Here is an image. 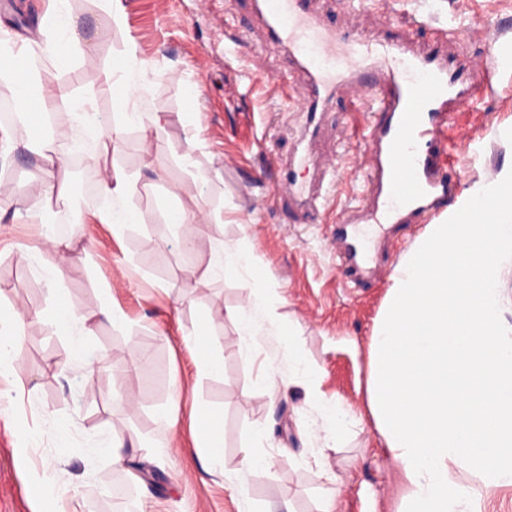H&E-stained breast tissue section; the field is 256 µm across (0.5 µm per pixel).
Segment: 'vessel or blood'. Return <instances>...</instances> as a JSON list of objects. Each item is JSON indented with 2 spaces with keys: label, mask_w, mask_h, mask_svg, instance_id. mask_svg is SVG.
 Returning <instances> with one entry per match:
<instances>
[{
  "label": "vessel or blood",
  "mask_w": 512,
  "mask_h": 512,
  "mask_svg": "<svg viewBox=\"0 0 512 512\" xmlns=\"http://www.w3.org/2000/svg\"><path fill=\"white\" fill-rule=\"evenodd\" d=\"M270 42L287 49L294 76L280 82L286 100L308 102L304 149L277 162L274 197L301 210L317 209L334 161L318 162L324 135L318 108L347 92L352 136L367 152L365 197L347 207L337 230L348 285H358L369 263L361 237L367 226L405 224L439 216L459 192L447 178L448 131L461 102L482 90L441 50L454 28L438 30L426 47L408 40L389 43L330 26L308 0H254Z\"/></svg>",
  "instance_id": "b4317fda"
}]
</instances>
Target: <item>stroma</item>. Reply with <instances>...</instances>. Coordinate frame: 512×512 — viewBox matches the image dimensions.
I'll use <instances>...</instances> for the list:
<instances>
[{
	"label": "stroma",
	"mask_w": 512,
	"mask_h": 512,
	"mask_svg": "<svg viewBox=\"0 0 512 512\" xmlns=\"http://www.w3.org/2000/svg\"><path fill=\"white\" fill-rule=\"evenodd\" d=\"M126 29H117L100 0H69L77 47L67 59L44 54L41 30L48 0H0V29L31 40V74L49 86L64 85L71 105H59L70 137L61 141L63 164L57 191L43 205L32 177L40 160L25 150L32 127L12 131L16 148L0 157V310L32 316L21 337L18 378L0 379L10 400L0 403V512H32L27 489L53 483L64 512H321L324 482L311 453L322 448L340 477L333 512H395L398 473L381 447L370 413L366 379L374 322L398 259L426 232L423 224L389 228L377 271L350 288L331 246L335 220L310 217L293 223L272 198L269 159L293 148L299 115L281 108L274 78L287 75L286 55L268 45L252 0H123ZM330 25L425 42L428 29L412 19L429 14L433 25L455 21L462 60L512 52V0H393L386 19L371 11L345 14L339 0H312ZM152 62L140 103L145 115L166 122L143 146L138 125L126 122L106 78L127 61L128 51ZM479 107L461 105L455 130L467 133L479 154L452 155L447 173L463 191L494 181L512 162V68L500 63ZM199 89L189 97V86ZM94 113L107 141L88 135L73 106ZM345 95L324 116L321 153L336 154L340 177L328 207L339 210L345 194L361 185V150L345 136ZM99 164H92L90 155ZM131 178L127 206L144 221L121 232L93 220L109 207L98 185L104 170ZM197 216L194 247L167 224L171 210ZM80 227L72 256L49 281L30 252L43 225ZM229 248L251 250L270 288L275 325L245 340L234 315L247 308L253 290L246 273L222 269ZM86 315L83 358L110 361L87 374L77 366L68 337L52 324L58 304ZM114 303L125 314L113 323L100 310ZM210 321L209 345L223 356L224 373H199L189 337L200 318ZM295 326L311 366L321 374L324 400L347 407L353 422L338 447L316 434L320 410L284 356L275 331ZM275 366L293 383L269 408L262 368ZM223 415L224 466L200 469L191 430L193 409ZM264 425L269 468L247 478L239 499L238 461ZM66 428L67 440L57 438ZM112 436L124 445L125 466L93 455V442Z\"/></svg>",
	"instance_id": "1"
}]
</instances>
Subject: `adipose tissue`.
Returning a JSON list of instances; mask_svg holds the SVG:
<instances>
[{"instance_id": "1", "label": "adipose tissue", "mask_w": 512, "mask_h": 512, "mask_svg": "<svg viewBox=\"0 0 512 512\" xmlns=\"http://www.w3.org/2000/svg\"><path fill=\"white\" fill-rule=\"evenodd\" d=\"M51 10L46 15L45 29L47 35V52L54 57L69 53L74 45L76 22L68 9V0H52ZM28 42H21L8 52L0 51V80L10 84L13 101L19 112L40 117L48 112V106L57 101H66L69 92L58 86L43 90L41 84L33 82L28 63ZM146 69H139L137 74H125L112 81L116 101L123 116L131 121H139L144 139H151L155 127L160 126V117H153L147 122H140L138 101L143 85L141 79L146 76ZM101 192L116 203L115 209L95 212L94 217L100 223L122 228L129 224L143 221L141 212L127 207L125 201L133 191V185L121 174H113L102 179ZM25 320L19 312H12L9 317L0 316V377H17L22 369L19 343L16 329L24 327ZM281 348L289 361L293 362L304 378L308 394L312 401L320 402L323 419L322 430L326 443L340 442L348 431L351 413L339 404L321 403L320 377L311 369L305 358L301 344L295 332L288 331L281 337ZM194 420L198 431V445L205 452L203 469L212 473L223 464V416L212 410H202L195 414Z\"/></svg>"}]
</instances>
